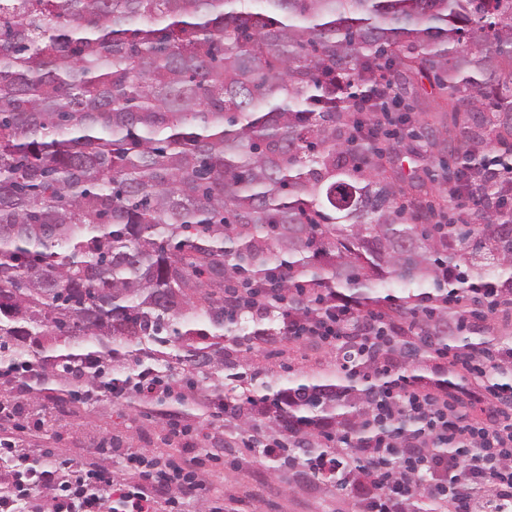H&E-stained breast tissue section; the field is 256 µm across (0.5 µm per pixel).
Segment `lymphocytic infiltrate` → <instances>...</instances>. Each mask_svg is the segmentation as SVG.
I'll use <instances>...</instances> for the list:
<instances>
[{"label":"lymphocytic infiltrate","instance_id":"1","mask_svg":"<svg viewBox=\"0 0 512 512\" xmlns=\"http://www.w3.org/2000/svg\"><path fill=\"white\" fill-rule=\"evenodd\" d=\"M476 403L492 411L488 421L465 419L438 395L401 382L382 394L370 418L383 431L377 448L396 447L398 441L412 446L411 456L400 465L412 471L409 481L390 478L391 467L373 464L367 480L370 498H388L390 512H402L417 493L451 499L457 512H512V384H486L475 392ZM415 422V429L398 438L394 418ZM445 448L442 456L417 451L421 441ZM129 463L134 480L114 484L112 475L94 466L46 462L38 482L24 476L25 461H18L7 493L0 494V512H23L42 492L54 502V512H102L105 501H116L121 512H183L182 492L205 496V487L187 471L191 459L173 458L163 468L150 466L147 456L134 454Z\"/></svg>","mask_w":512,"mask_h":512}]
</instances>
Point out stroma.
I'll use <instances>...</instances> for the list:
<instances>
[{
	"label": "stroma",
	"mask_w": 512,
	"mask_h": 512,
	"mask_svg": "<svg viewBox=\"0 0 512 512\" xmlns=\"http://www.w3.org/2000/svg\"><path fill=\"white\" fill-rule=\"evenodd\" d=\"M286 364L298 371H321L330 366L331 358L323 348L301 341L290 354L270 359L269 378L282 375ZM183 421L191 430L192 447L202 452L195 474L211 495L222 498L228 512H356L354 496H338L285 475L272 477L266 462L251 453L243 441H235L232 450H224L222 424L203 423L199 411H192ZM20 450L79 466L94 464L111 472L118 483L130 477L125 468L127 454L175 456L182 446L170 438L163 419L140 414L125 400L105 398L61 419L52 431L29 430Z\"/></svg>",
	"instance_id": "stroma-1"
}]
</instances>
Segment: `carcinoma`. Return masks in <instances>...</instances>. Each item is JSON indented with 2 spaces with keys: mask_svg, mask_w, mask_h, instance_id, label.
<instances>
[{
  "mask_svg": "<svg viewBox=\"0 0 512 512\" xmlns=\"http://www.w3.org/2000/svg\"><path fill=\"white\" fill-rule=\"evenodd\" d=\"M427 84L429 151L456 167L407 183L372 120L387 106L422 138L405 100ZM473 114L512 159V0H0V378L59 416L91 384L152 385L164 420L200 398L224 445L251 430L272 470L359 492L383 361L473 420L430 363L512 348L468 322L488 272L512 308V210L473 182ZM458 190L480 223H434ZM344 307L330 369L248 368L297 341L289 317ZM371 313L388 333L368 346Z\"/></svg>",
  "mask_w": 512,
  "mask_h": 512,
  "instance_id": "carcinoma-1",
  "label": "carcinoma"
}]
</instances>
